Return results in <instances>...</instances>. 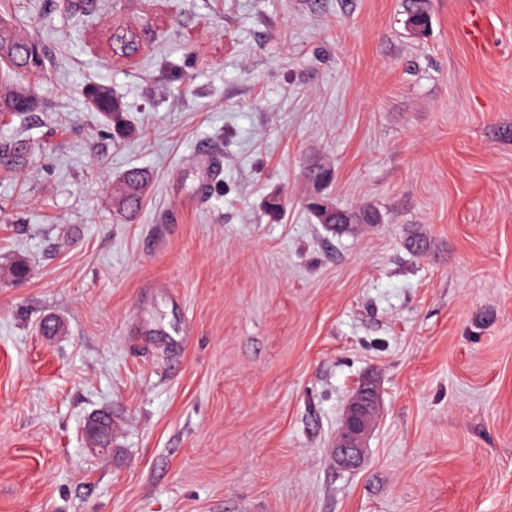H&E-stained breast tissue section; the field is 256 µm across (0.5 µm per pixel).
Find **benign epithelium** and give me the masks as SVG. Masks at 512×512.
I'll use <instances>...</instances> for the list:
<instances>
[{
  "instance_id": "7a95c632",
  "label": "benign epithelium",
  "mask_w": 512,
  "mask_h": 512,
  "mask_svg": "<svg viewBox=\"0 0 512 512\" xmlns=\"http://www.w3.org/2000/svg\"><path fill=\"white\" fill-rule=\"evenodd\" d=\"M378 405V393L371 382L366 381L357 388L346 409L334 448L336 459L343 465L355 467L361 462Z\"/></svg>"
}]
</instances>
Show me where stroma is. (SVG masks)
<instances>
[{
    "label": "stroma",
    "instance_id": "35a3bbf8",
    "mask_svg": "<svg viewBox=\"0 0 512 512\" xmlns=\"http://www.w3.org/2000/svg\"><path fill=\"white\" fill-rule=\"evenodd\" d=\"M1 16L45 61L14 80L34 108L0 112V512H512V0H430L420 36L405 0ZM318 157L336 204L381 224H318ZM133 168L150 184L128 216L112 190ZM366 376L381 410L347 470L331 448ZM88 101L95 112H101L112 118V124L120 127L121 114L123 112L121 103L115 99L110 89L104 86H92L86 90ZM90 103V101H89Z\"/></svg>",
    "mask_w": 512,
    "mask_h": 512
}]
</instances>
